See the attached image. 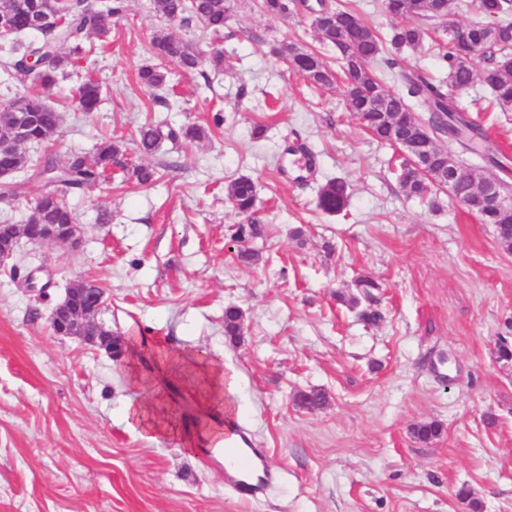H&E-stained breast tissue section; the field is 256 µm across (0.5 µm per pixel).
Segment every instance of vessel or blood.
I'll return each instance as SVG.
<instances>
[{"label":"vessel or blood","instance_id":"obj_1","mask_svg":"<svg viewBox=\"0 0 512 512\" xmlns=\"http://www.w3.org/2000/svg\"><path fill=\"white\" fill-rule=\"evenodd\" d=\"M224 445L231 465L224 470V483L238 498L250 501L276 483L280 471L268 463L266 449L254 447L250 430L242 423L228 419L224 422Z\"/></svg>","mask_w":512,"mask_h":512}]
</instances>
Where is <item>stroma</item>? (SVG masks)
Here are the masks:
<instances>
[{
    "label": "stroma",
    "instance_id": "stroma-1",
    "mask_svg": "<svg viewBox=\"0 0 512 512\" xmlns=\"http://www.w3.org/2000/svg\"><path fill=\"white\" fill-rule=\"evenodd\" d=\"M260 4L238 0L221 72L166 63L172 106L138 83L157 62L153 33L204 54L211 39L198 21L161 19L153 0H126L106 41L43 90L63 120L32 157L87 154L103 136L134 156L148 120L200 125L209 138L164 139L144 158L160 172L153 183L70 194L79 251L20 241L17 260L40 269L46 293L0 270V512H467L464 485L482 512H512V363L497 356L499 337L512 336V253L448 195L435 209L403 192L397 151L347 112L342 84L311 87L272 55L297 42L338 66L310 15L271 19ZM382 56L445 77L436 51L387 46ZM89 76L103 101L86 114L74 95ZM490 98L480 83L454 95L512 157V106ZM304 155L313 167L302 174ZM242 175L264 228L253 264L237 256L246 219L227 199ZM334 177L350 197L328 215L317 199ZM359 276L380 283L382 321L337 302ZM83 278L106 288L98 319L128 343L125 358L51 330L53 307ZM230 304L244 312L235 343L224 334ZM202 350L244 380L238 419L283 472L258 501L237 500L223 469L201 460L224 440L220 390L194 360ZM311 388L328 397L312 411L295 402ZM432 421L439 437L414 438Z\"/></svg>",
    "mask_w": 512,
    "mask_h": 512
}]
</instances>
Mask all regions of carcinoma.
Instances as JSON below:
<instances>
[{"mask_svg":"<svg viewBox=\"0 0 512 512\" xmlns=\"http://www.w3.org/2000/svg\"><path fill=\"white\" fill-rule=\"evenodd\" d=\"M125 0H64L51 8L49 0H0V24L10 32V42L4 69L19 82H34L42 87L52 86L66 76L69 68L91 52L87 43L91 37L103 39L110 34L107 18L121 19ZM156 13L170 20L197 19L203 29L213 35L224 31L230 19L233 0H196L187 9L182 0H153ZM483 15V26L471 30L470 38L481 45L480 57L486 63L476 71L472 63L457 56L452 39L436 46L447 71V80L436 84L421 75H410L394 59L385 61L386 70L378 75L370 68L383 50L384 41L400 51L416 50L424 46L427 32L410 24H395L387 37L365 22L352 9H310L311 26L318 41L336 48L342 63L341 79L346 88L347 110L356 114L367 132L392 146L406 139L425 143L429 136L439 133L456 141L465 150L481 155L491 166L506 170L499 161L501 151L490 141L477 121L459 113L448 97L446 87L468 88L479 80L487 85L493 100L500 106L512 105V11L506 0H475ZM383 10L396 18L417 17L445 26L444 18L451 10L452 0H410L403 6L399 0H381ZM261 9L271 18H279L290 11L289 0H262ZM49 26L37 41L24 37L35 31L37 22ZM150 50L160 58H170L185 72H194L204 63L218 71L224 66L222 51H213L209 58L190 44L166 34H158L150 41ZM271 52L289 61L293 70L304 76L314 87H326L336 81V72L315 52L294 43H282ZM140 83L147 89L158 90L168 85V72L157 66H145L139 72ZM28 100L29 138L27 144L40 145L59 129L62 115L45 103L34 91L25 93ZM99 85L91 78L77 90V108L85 113L94 111L100 101ZM16 124L12 103L0 106V142L13 140ZM138 149L149 155L157 150L163 139L162 125L146 121L136 131ZM30 159L22 146L0 151V169L28 168ZM116 174L122 184H147L156 179L157 171L148 165L128 159L121 147L105 140L96 146L92 155L80 153H49L35 162V177L42 183V192L27 220L29 224H74L76 217L67 195L76 189L97 185L106 174ZM398 180L410 195L426 199L437 206V192L425 177L415 176L408 169H399ZM461 194L471 196L475 214L484 224L496 227L501 248L512 252V213L499 214L483 204L475 188L466 184ZM233 209L240 215L252 216L256 206V188L247 176L235 179L228 190ZM349 185L343 179L328 181L320 190L318 206L327 214L342 211L348 203ZM359 295L346 296L339 292L336 300L349 309H359L358 317L365 322L382 319L379 311L359 308L360 299L374 301V291L380 285L371 278L354 281ZM244 313L235 306L224 308V335L230 341L240 339ZM298 405L308 410L325 405L326 395L320 389L301 391L296 395ZM442 432L436 422L420 424L413 434L421 442L437 438Z\"/></svg>","mask_w":512,"mask_h":512,"instance_id":"obj_1","label":"carcinoma"}]
</instances>
